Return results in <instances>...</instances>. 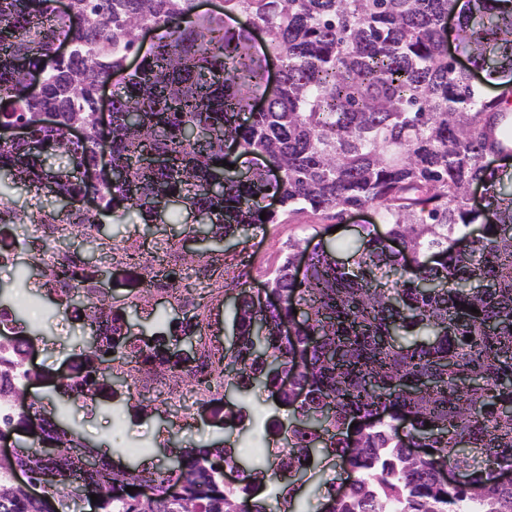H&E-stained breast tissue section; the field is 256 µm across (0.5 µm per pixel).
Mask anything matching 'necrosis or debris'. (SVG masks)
Here are the masks:
<instances>
[{
    "instance_id": "4bbe7bcc",
    "label": "necrosis or debris",
    "mask_w": 512,
    "mask_h": 512,
    "mask_svg": "<svg viewBox=\"0 0 512 512\" xmlns=\"http://www.w3.org/2000/svg\"><path fill=\"white\" fill-rule=\"evenodd\" d=\"M70 226L69 213H62L54 223L47 224L36 212L21 234L11 218H0V243L6 246L0 261L36 262L50 275L47 286L57 313L82 321L86 333L103 344L112 340V324L96 320L95 301L106 286L123 289L114 302L115 311L134 310L149 315L163 304L180 315L182 333L189 339L188 349L173 354L161 352L156 336L131 334L112 369L128 378L129 394L150 398L154 410L168 414L169 438L180 440L189 434H200L208 422L207 409L224 399V369L218 362L224 352V340L217 327L218 312L224 304V276L246 267L247 257L228 256L218 262L208 256L199 259L192 270L198 289L192 292L185 289L181 279L172 276L182 264L180 242L160 234L147 243L137 239L128 242V249L137 253V264H129L120 253H112L110 275L104 279L79 264L73 251L60 247ZM63 267L71 269L70 277H57V270ZM19 333L11 309L0 307V358L18 363L17 369L0 375V416L15 409L14 390L23 379L24 367L33 361L31 343L18 345L12 341Z\"/></svg>"
}]
</instances>
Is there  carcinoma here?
I'll return each mask as SVG.
<instances>
[{
    "label": "carcinoma",
    "instance_id": "carcinoma-1",
    "mask_svg": "<svg viewBox=\"0 0 512 512\" xmlns=\"http://www.w3.org/2000/svg\"><path fill=\"white\" fill-rule=\"evenodd\" d=\"M68 0L62 24L54 0H0V127L22 124L29 138L0 144V214L24 223L9 185L27 192L52 177L55 196L78 202L96 165L98 85L124 74L112 99V167L124 180L94 187L97 211L71 206L75 223L122 207L156 224L177 198L204 215L215 244L311 210L343 220L372 208L384 231L366 228L340 263L323 242L288 243L267 280L277 305L261 306L239 281L237 334L224 372L276 391L292 409L300 438L281 465L303 470L312 444L342 456L344 493L327 491L330 512H512V483L497 480L471 449L512 467V193L489 157L512 156V0ZM454 16L473 59H501L489 71L508 81L489 99L448 57L444 22ZM234 19L237 25L229 24ZM152 26L148 50L139 31ZM264 34L254 51L253 32ZM71 44L56 55L61 39ZM274 58L279 81L269 88ZM41 75L38 92L31 90ZM57 113L55 125L43 114ZM250 113L248 123L241 115ZM82 125V144L68 129ZM258 159L279 167L271 181L252 168L241 180L229 165ZM62 154L66 164H47ZM162 159V164L155 159ZM227 164H222V161ZM480 183L487 205L473 208ZM275 196L280 209L260 200ZM266 218H260L261 213ZM309 253L299 279L292 259ZM474 307L480 313H472ZM471 341H466L467 335ZM80 381H112V356L87 340ZM297 385L279 387V375ZM430 427H425V422ZM357 426H352V423ZM430 452L410 454L406 436ZM53 470L60 479L30 497L14 487L17 468L38 477L42 452L22 445L0 458V512H59L69 493L98 496V512H271L251 503V486L224 488L231 450L200 444L173 471L182 496H166V478L146 469L112 470L75 484V463L96 466L93 451L67 437ZM451 465L471 481L450 487L437 473ZM147 484L155 496L118 499L110 482Z\"/></svg>",
    "mask_w": 512,
    "mask_h": 512
}]
</instances>
